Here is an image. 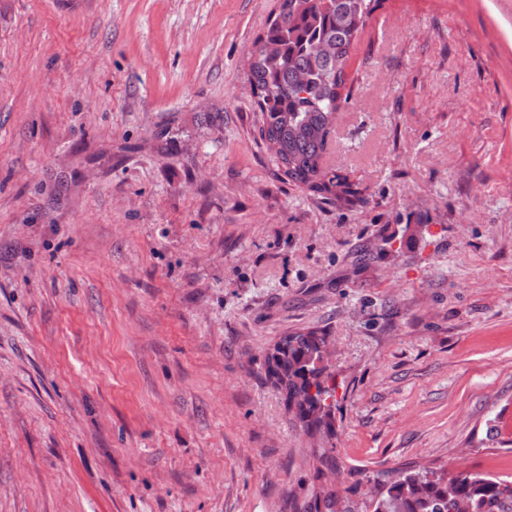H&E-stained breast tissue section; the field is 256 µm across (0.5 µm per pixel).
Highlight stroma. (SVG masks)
<instances>
[{"label": "stroma", "mask_w": 512, "mask_h": 512, "mask_svg": "<svg viewBox=\"0 0 512 512\" xmlns=\"http://www.w3.org/2000/svg\"><path fill=\"white\" fill-rule=\"evenodd\" d=\"M276 3L0 0V512L512 481V0H381L327 157L351 204L258 137ZM307 328L330 437L265 380Z\"/></svg>", "instance_id": "1"}]
</instances>
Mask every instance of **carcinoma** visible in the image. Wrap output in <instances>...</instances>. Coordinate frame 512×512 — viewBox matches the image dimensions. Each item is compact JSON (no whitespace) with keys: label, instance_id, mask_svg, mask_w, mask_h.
Segmentation results:
<instances>
[{"label":"carcinoma","instance_id":"1","mask_svg":"<svg viewBox=\"0 0 512 512\" xmlns=\"http://www.w3.org/2000/svg\"><path fill=\"white\" fill-rule=\"evenodd\" d=\"M378 0H277L261 38L274 56L253 53L248 80L260 110L259 136L277 170L295 186L330 200L357 197L347 176L328 168L330 146L347 84L352 49ZM326 337L314 332L283 336L269 349L265 378L288 411L312 432L332 433L333 376L321 357ZM339 497L315 494L303 512L336 510ZM374 512H512V481L478 472L449 476L425 469L399 474Z\"/></svg>","mask_w":512,"mask_h":512}]
</instances>
